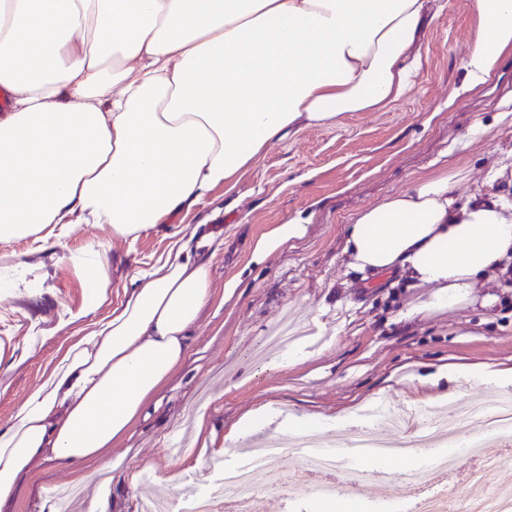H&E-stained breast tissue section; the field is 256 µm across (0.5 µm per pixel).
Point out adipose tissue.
<instances>
[{"label":"adipose tissue","mask_w":512,"mask_h":512,"mask_svg":"<svg viewBox=\"0 0 512 512\" xmlns=\"http://www.w3.org/2000/svg\"><path fill=\"white\" fill-rule=\"evenodd\" d=\"M470 93L512 51V0H472ZM430 0H0V243L65 248L84 224L136 240L215 189H235L271 145L410 92ZM223 229L173 233L110 303L108 246L67 251L87 308H106L0 430V508L47 461L78 463L124 435L188 354L213 298ZM370 277L406 275L454 308L512 268V203H458L447 177L414 181L349 225Z\"/></svg>","instance_id":"ef3b65f1"}]
</instances>
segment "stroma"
<instances>
[{
    "label": "stroma",
    "instance_id": "stroma-1",
    "mask_svg": "<svg viewBox=\"0 0 512 512\" xmlns=\"http://www.w3.org/2000/svg\"><path fill=\"white\" fill-rule=\"evenodd\" d=\"M470 2L439 0L421 43L424 69L400 100L375 112L344 113L336 125L306 129L269 147L232 194L215 190L181 225L129 242L113 238L108 225L88 224L69 238L73 251L92 241L111 243L112 293L118 296L130 268L165 252L178 227L223 225L224 250L212 262L216 299L191 329L184 363L127 432L76 465L40 464L20 481L5 512H88L94 498L105 512H141L147 490L171 502L188 484L207 491L233 466L242 445L235 432L256 410L263 413L258 439L280 437L289 420L301 418L311 421L315 438L348 441L360 428L382 431V418L368 415L378 403L414 424L427 416V398L441 395L447 430L477 432L465 406L494 388L467 374L512 369V279L487 283L472 300L439 311L426 306L430 289L408 287L396 273L363 279L343 252L348 224L422 177L445 175L461 196L512 202V52L482 89L454 94L477 27ZM289 221L306 225L305 236L252 265L253 240ZM34 247L29 237L0 243V348L25 353L14 367L0 364L7 378L0 387V426L38 387L67 338L78 334L76 324L56 331L62 309L89 301L84 280L66 261ZM20 275L42 283L41 294L22 298L7 287ZM235 276L241 282L225 296L224 283ZM284 318L306 335L297 343L301 361L279 368L265 338ZM35 323L55 333L28 350L24 342ZM444 366L453 375L436 379ZM339 415L348 416V424L332 427ZM181 440L191 455L169 456L168 448ZM299 462L289 453L274 486L255 475L253 512H325L327 499L290 500ZM395 468L386 491L347 483L343 497L356 512H405L414 493L413 465L399 461Z\"/></svg>",
    "mask_w": 512,
    "mask_h": 512
}]
</instances>
